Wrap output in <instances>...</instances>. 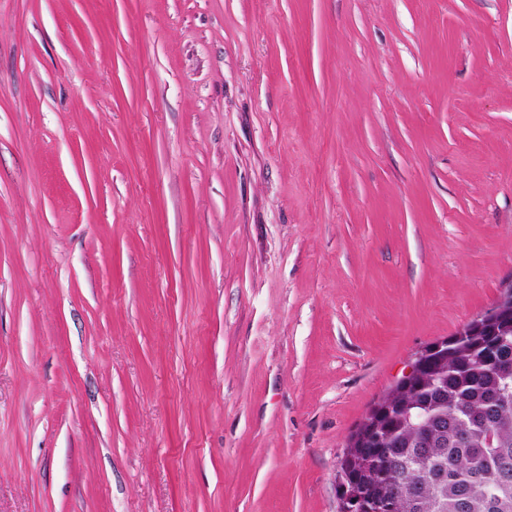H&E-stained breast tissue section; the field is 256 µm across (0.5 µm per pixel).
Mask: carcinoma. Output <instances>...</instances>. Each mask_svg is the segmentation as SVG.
I'll return each mask as SVG.
<instances>
[{"mask_svg": "<svg viewBox=\"0 0 512 512\" xmlns=\"http://www.w3.org/2000/svg\"><path fill=\"white\" fill-rule=\"evenodd\" d=\"M493 345L508 362L486 357ZM381 400L392 413L352 431L379 440L349 473L365 504L384 493L390 512H512V335L469 336Z\"/></svg>", "mask_w": 512, "mask_h": 512, "instance_id": "1", "label": "carcinoma"}]
</instances>
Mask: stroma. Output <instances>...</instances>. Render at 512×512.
Returning <instances> with one entry per match:
<instances>
[{
  "instance_id": "stroma-1",
  "label": "stroma",
  "mask_w": 512,
  "mask_h": 512,
  "mask_svg": "<svg viewBox=\"0 0 512 512\" xmlns=\"http://www.w3.org/2000/svg\"><path fill=\"white\" fill-rule=\"evenodd\" d=\"M512 281V0H0V512H339Z\"/></svg>"
}]
</instances>
